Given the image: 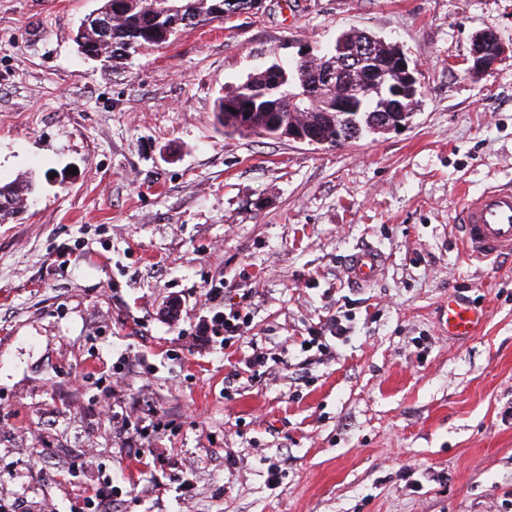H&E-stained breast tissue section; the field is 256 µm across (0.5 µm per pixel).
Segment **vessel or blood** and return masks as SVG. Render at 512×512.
<instances>
[{"mask_svg": "<svg viewBox=\"0 0 512 512\" xmlns=\"http://www.w3.org/2000/svg\"><path fill=\"white\" fill-rule=\"evenodd\" d=\"M460 232L469 259L484 262L512 257V186L489 189L465 200L460 214ZM384 265L383 255L366 248L351 253L346 263L348 280L356 285L374 282ZM483 308L449 296L442 313L448 337L463 340L474 336L485 321Z\"/></svg>", "mask_w": 512, "mask_h": 512, "instance_id": "b4317fda", "label": "vessel or blood"}]
</instances>
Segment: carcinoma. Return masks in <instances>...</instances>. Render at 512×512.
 <instances>
[{
	"label": "carcinoma",
	"instance_id": "cac0c4a2",
	"mask_svg": "<svg viewBox=\"0 0 512 512\" xmlns=\"http://www.w3.org/2000/svg\"><path fill=\"white\" fill-rule=\"evenodd\" d=\"M214 0H106L103 7L81 21L78 48L86 58L90 51L101 56L105 66L127 60L142 48L168 43L182 30L216 18ZM223 16L250 10L253 0H220ZM348 44L362 56L365 69L378 72L385 63L384 45L379 38L363 31H346L310 60L281 62L273 55L269 67L280 70L283 79L273 83L266 68L250 73L245 80L229 85L216 100L215 110L221 126L234 132L277 138L280 129L274 122H298L308 118L325 147H337L347 140L379 133L384 123L392 122L400 110H408L411 100L403 98L400 109L391 106L386 93L359 98L349 112L336 110V85L323 78L336 70L354 66L357 60L339 65L340 44ZM34 185L28 177L0 183V204L13 198L20 202L15 188Z\"/></svg>",
	"mask_w": 512,
	"mask_h": 512
}]
</instances>
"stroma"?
<instances>
[{
	"instance_id": "obj_1",
	"label": "stroma",
	"mask_w": 512,
	"mask_h": 512,
	"mask_svg": "<svg viewBox=\"0 0 512 512\" xmlns=\"http://www.w3.org/2000/svg\"><path fill=\"white\" fill-rule=\"evenodd\" d=\"M103 3L0 0V182L39 185L0 223V512H512V261L467 260L457 224L512 182V0H265L116 72L75 44ZM349 29L419 65L404 130L218 124L225 86ZM362 247L386 261L357 288ZM452 294L487 312L465 340ZM230 307L243 340L200 336ZM333 318L347 340L302 352ZM255 346L276 364L234 377ZM504 52L499 36L492 31L478 33L470 48L469 71L473 74L492 73L497 69ZM384 265V256L376 249H359L348 256L346 275L355 285H368L374 282Z\"/></svg>"
}]
</instances>
